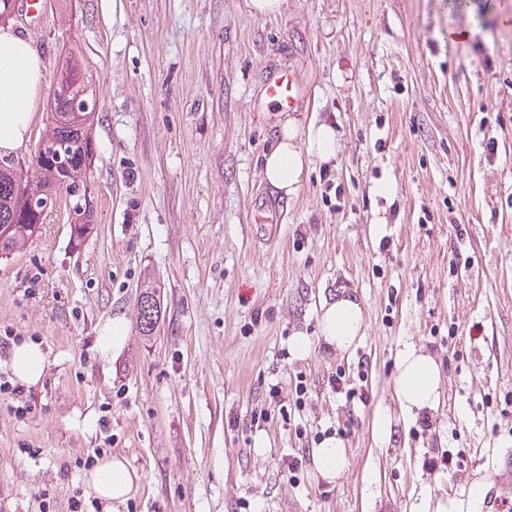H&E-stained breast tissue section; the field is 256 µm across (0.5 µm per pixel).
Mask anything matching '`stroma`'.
I'll list each match as a JSON object with an SVG mask.
<instances>
[{
    "instance_id": "1",
    "label": "stroma",
    "mask_w": 512,
    "mask_h": 512,
    "mask_svg": "<svg viewBox=\"0 0 512 512\" xmlns=\"http://www.w3.org/2000/svg\"><path fill=\"white\" fill-rule=\"evenodd\" d=\"M12 26L47 79L81 50L99 108L92 232L74 242L61 207L0 259V372L15 345L46 356L37 382L0 397V512H102L94 454L139 477L121 512H433L476 482L482 512H502L512 0H283L264 16L246 0H73ZM273 68L300 87L298 124L336 131L335 158H311L291 196L263 174L283 120L263 91ZM268 208L277 227L260 238ZM149 283L161 315L143 336ZM339 291L365 317L344 353L318 327ZM117 316L125 341L102 349ZM408 345L440 365L426 433L394 396ZM330 437L347 465L324 478L313 451ZM443 454L451 471L430 470Z\"/></svg>"
}]
</instances>
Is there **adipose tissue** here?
Masks as SVG:
<instances>
[{
	"mask_svg": "<svg viewBox=\"0 0 512 512\" xmlns=\"http://www.w3.org/2000/svg\"><path fill=\"white\" fill-rule=\"evenodd\" d=\"M44 81V64L33 42L10 28H0V149L14 152L27 141L35 117V103ZM336 134L326 124L301 127L294 119L280 126L276 145L263 157L266 180L290 195L296 192L310 156L329 159ZM319 331L328 347L346 351L363 335L364 313L353 295H340L320 305ZM394 395L405 413L437 408L441 371L436 360L413 346L397 355ZM138 476L119 456L102 458L86 485L105 512H118L131 496Z\"/></svg>",
	"mask_w": 512,
	"mask_h": 512,
	"instance_id": "ef3b65f1",
	"label": "adipose tissue"
}]
</instances>
